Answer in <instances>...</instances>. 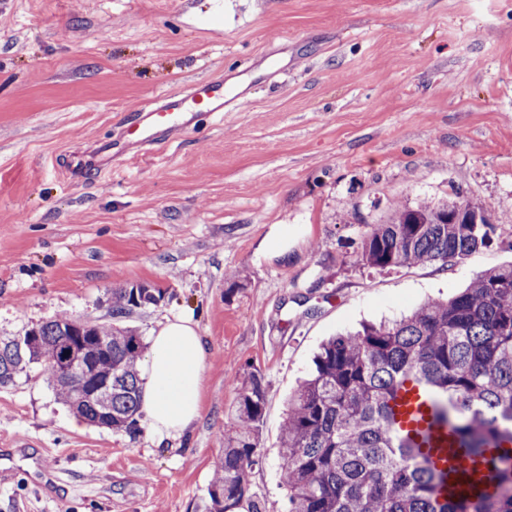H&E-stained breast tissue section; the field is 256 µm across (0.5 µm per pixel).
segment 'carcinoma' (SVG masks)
I'll return each instance as SVG.
<instances>
[{"label":"carcinoma","instance_id":"obj_1","mask_svg":"<svg viewBox=\"0 0 512 512\" xmlns=\"http://www.w3.org/2000/svg\"><path fill=\"white\" fill-rule=\"evenodd\" d=\"M496 234L488 211L468 201L395 206L362 243V261L376 268L445 263L487 246ZM144 284L112 292V323L53 317L21 336L0 337V386L39 364L58 399L89 424L140 432L138 362L147 346L120 322L155 305ZM93 362L108 385L101 397L80 394L60 369L65 359ZM315 369L288 403L280 448L288 512H512V466L497 487L440 501L433 474L399 445L387 423V402L413 377L435 388L466 447L479 453L512 443V265L481 274L462 293L434 299L389 323L365 324L328 339ZM267 397L263 372L250 366L236 386L224 454L214 469L203 512H261L251 499L249 471Z\"/></svg>","mask_w":512,"mask_h":512}]
</instances>
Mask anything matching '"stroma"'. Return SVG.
I'll list each match as a JSON object with an SVG mask.
<instances>
[{"instance_id": "35a3bbf8", "label": "stroma", "mask_w": 512, "mask_h": 512, "mask_svg": "<svg viewBox=\"0 0 512 512\" xmlns=\"http://www.w3.org/2000/svg\"><path fill=\"white\" fill-rule=\"evenodd\" d=\"M252 66L243 104L91 180L60 162L161 94ZM498 220L471 256L395 269L361 242L396 204L451 192ZM284 254L264 253L272 225ZM512 265V0H0V336L108 323L112 292L162 290L126 326L192 316L210 347L181 446L77 420L31 366L0 387V512H194L235 385L262 370L250 473L287 512L280 433L320 345Z\"/></svg>"}]
</instances>
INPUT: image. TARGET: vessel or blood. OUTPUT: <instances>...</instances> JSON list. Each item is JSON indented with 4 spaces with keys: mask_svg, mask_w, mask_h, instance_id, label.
Segmentation results:
<instances>
[{
    "mask_svg": "<svg viewBox=\"0 0 512 512\" xmlns=\"http://www.w3.org/2000/svg\"><path fill=\"white\" fill-rule=\"evenodd\" d=\"M248 90L243 78L230 82L220 75L197 81L186 91L162 94L140 108L120 124L118 137L133 156L148 154L185 137L199 114L214 116L236 107ZM391 410L396 437L412 449L418 462L437 472L435 492L440 499L495 488L503 460L500 449L471 454L458 431L440 417L429 386L405 381Z\"/></svg>",
    "mask_w": 512,
    "mask_h": 512,
    "instance_id": "1",
    "label": "vessel or blood"
}]
</instances>
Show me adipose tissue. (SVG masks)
I'll return each mask as SVG.
<instances>
[{"instance_id":"ef3b65f1","label":"adipose tissue","mask_w":512,"mask_h":512,"mask_svg":"<svg viewBox=\"0 0 512 512\" xmlns=\"http://www.w3.org/2000/svg\"><path fill=\"white\" fill-rule=\"evenodd\" d=\"M209 347L191 318L160 322L145 361L142 410L149 432L178 440L200 419Z\"/></svg>"}]
</instances>
